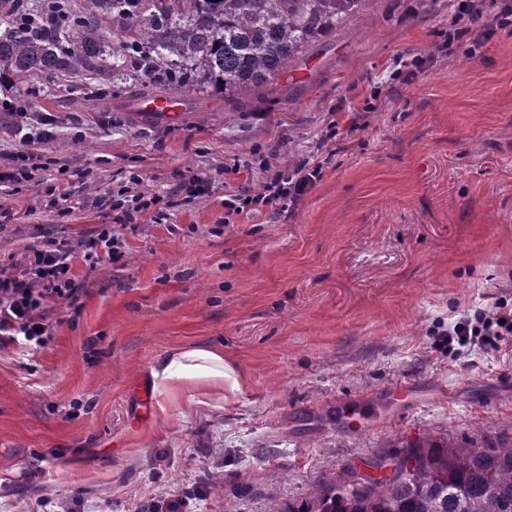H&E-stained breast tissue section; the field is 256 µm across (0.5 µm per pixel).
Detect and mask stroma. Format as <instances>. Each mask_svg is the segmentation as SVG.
Wrapping results in <instances>:
<instances>
[{
    "label": "stroma",
    "instance_id": "1",
    "mask_svg": "<svg viewBox=\"0 0 512 512\" xmlns=\"http://www.w3.org/2000/svg\"><path fill=\"white\" fill-rule=\"evenodd\" d=\"M496 13L486 0L475 56L408 86L400 64L447 39L448 0H366L236 106L199 85L193 111L141 121L136 82L76 75L34 80L25 114L0 111V169L43 164L0 184V257L40 229L74 243L111 223L95 202L133 173L167 205L125 231V266L96 272L44 348L0 350V512L76 497L81 512H149L174 495L188 512H269L420 438L512 437V352L452 354L438 335L512 288V26ZM301 160L321 178L292 212L224 224L225 198ZM63 166L83 182L67 214L44 194ZM194 174L210 194L175 201ZM191 346L223 349L240 391L157 390L140 416L137 380ZM401 381L438 397L360 430L333 420L337 402Z\"/></svg>",
    "mask_w": 512,
    "mask_h": 512
}]
</instances>
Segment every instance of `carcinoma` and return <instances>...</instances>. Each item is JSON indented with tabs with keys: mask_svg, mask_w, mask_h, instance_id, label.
Segmentation results:
<instances>
[{
	"mask_svg": "<svg viewBox=\"0 0 512 512\" xmlns=\"http://www.w3.org/2000/svg\"><path fill=\"white\" fill-rule=\"evenodd\" d=\"M365 0H0V75L17 82L72 74L204 83L240 98L259 94ZM123 33L114 46L102 25ZM270 512H512V442L461 445L417 439L372 480L350 469L298 506Z\"/></svg>",
	"mask_w": 512,
	"mask_h": 512,
	"instance_id": "obj_1",
	"label": "carcinoma"
}]
</instances>
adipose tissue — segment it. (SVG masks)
<instances>
[{"label":"adipose tissue","mask_w":512,"mask_h":512,"mask_svg":"<svg viewBox=\"0 0 512 512\" xmlns=\"http://www.w3.org/2000/svg\"><path fill=\"white\" fill-rule=\"evenodd\" d=\"M152 375L159 387L169 391L191 388L220 392L241 388L236 372L224 360L223 351L207 346L173 350L157 361Z\"/></svg>","instance_id":"obj_1"}]
</instances>
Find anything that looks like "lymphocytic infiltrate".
<instances>
[{
  "mask_svg": "<svg viewBox=\"0 0 512 512\" xmlns=\"http://www.w3.org/2000/svg\"><path fill=\"white\" fill-rule=\"evenodd\" d=\"M320 178L319 166L301 161L278 174L274 183L255 195L225 200V216L241 215L256 206L293 210ZM122 225H100L78 244L41 237L29 243L19 261L0 262V347L19 344L36 350L52 335L57 311L75 309L86 295L83 280L74 274L76 262L88 271L122 260ZM449 351L477 347L498 351L512 347V298H499L491 307L474 310L449 322L442 331Z\"/></svg>",
  "mask_w": 512,
  "mask_h": 512,
  "instance_id": "f902f5d3",
  "label": "lymphocytic infiltrate"
}]
</instances>
